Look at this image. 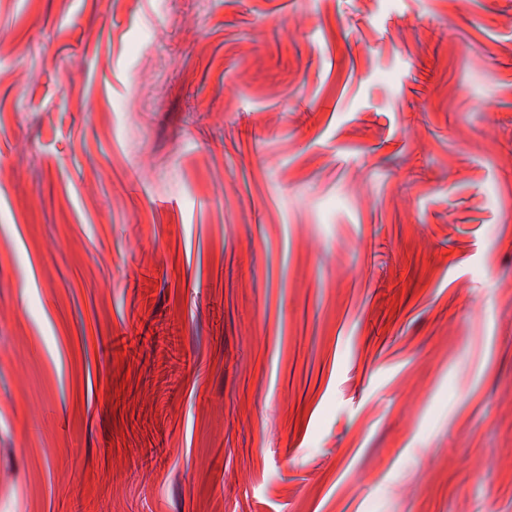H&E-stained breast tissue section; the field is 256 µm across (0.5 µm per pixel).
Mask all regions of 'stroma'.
I'll return each mask as SVG.
<instances>
[{"instance_id":"1","label":"stroma","mask_w":512,"mask_h":512,"mask_svg":"<svg viewBox=\"0 0 512 512\" xmlns=\"http://www.w3.org/2000/svg\"><path fill=\"white\" fill-rule=\"evenodd\" d=\"M512 0H0V512H512Z\"/></svg>"}]
</instances>
